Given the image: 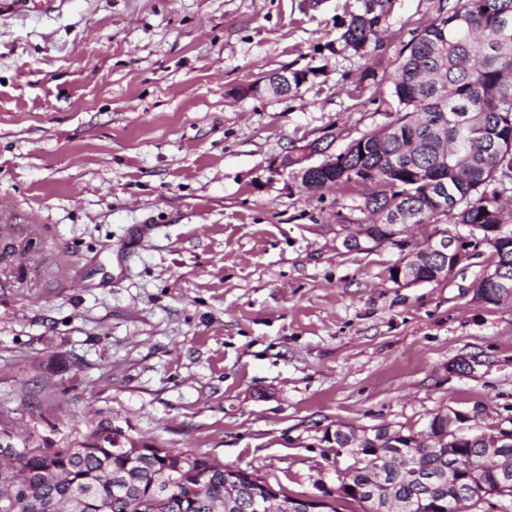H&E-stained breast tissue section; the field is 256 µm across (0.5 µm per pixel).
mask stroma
Wrapping results in <instances>:
<instances>
[{"mask_svg": "<svg viewBox=\"0 0 512 512\" xmlns=\"http://www.w3.org/2000/svg\"><path fill=\"white\" fill-rule=\"evenodd\" d=\"M456 3L393 0L363 55V0H0V421L53 448L108 422L295 496L352 465L340 426L512 430L490 250L399 287L402 248L343 244L369 187L278 167L390 124L362 72ZM284 70L298 93H249Z\"/></svg>", "mask_w": 512, "mask_h": 512, "instance_id": "obj_1", "label": "stroma"}]
</instances>
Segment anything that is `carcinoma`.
Masks as SVG:
<instances>
[{"instance_id": "obj_1", "label": "carcinoma", "mask_w": 512, "mask_h": 512, "mask_svg": "<svg viewBox=\"0 0 512 512\" xmlns=\"http://www.w3.org/2000/svg\"><path fill=\"white\" fill-rule=\"evenodd\" d=\"M392 0H364V12L351 16L340 40L364 51L377 34ZM394 73L370 70L362 80L375 88L390 83L386 105L396 113L383 131L352 140L336 160L335 184L301 185L320 192L347 184L370 183L396 208L415 209L418 222L465 224L469 237L485 236L487 224H503L512 235L501 197L512 191V0H458L438 8L414 31L393 62ZM297 72H275L264 85L276 96L298 91ZM448 160V166L441 164ZM443 177L454 189L448 210L430 194ZM494 270L512 274V241L492 252ZM112 429L99 423L83 437L82 448H41L19 441L21 453L0 461V512H249L247 493L230 495L224 464L191 450L178 454L190 467L168 483L164 461L155 455H131L112 447ZM460 456L485 447L468 434L457 445ZM382 459L357 460L346 474L354 485L369 482L372 469L387 468ZM416 479L407 471L397 478L393 512H421Z\"/></svg>"}]
</instances>
